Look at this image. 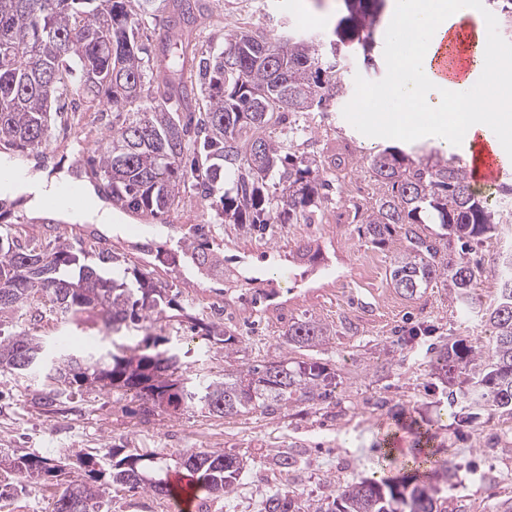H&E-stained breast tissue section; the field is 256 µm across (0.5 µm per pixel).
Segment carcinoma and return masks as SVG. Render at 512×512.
Masks as SVG:
<instances>
[{
	"mask_svg": "<svg viewBox=\"0 0 512 512\" xmlns=\"http://www.w3.org/2000/svg\"><path fill=\"white\" fill-rule=\"evenodd\" d=\"M488 4L492 20L512 28V0ZM386 7L387 0H342L324 37L292 32L268 40L250 30L226 35L224 49L199 57L203 103L196 113L181 111L171 80L155 79L140 40L141 26L159 11L160 0H137L135 7L132 0H0V143L20 152L42 149L51 115L61 114L59 102L80 90L116 109L112 129L86 163L122 209L157 218L180 197L211 198L221 184L217 211L226 224H310L324 203L322 190L346 162L339 156L328 162L295 152L284 156V142L304 131L302 123L327 101L329 84L336 97L347 95L337 57L360 53L372 59ZM284 123L283 138L266 134ZM368 172L382 193L362 214V234L373 244L400 242L390 270L396 292L413 300L439 282L462 311L493 329L486 343L457 336L434 348L432 369L448 384L464 376L462 396L472 406L512 418V251L496 258L497 299L483 311L474 302L480 268L466 252L453 251L456 242L494 237L501 214L473 191L466 167L454 156L443 160L391 146L371 158ZM428 224L440 232L425 233ZM204 237V227H196L183 241V254L202 274L222 277L224 257ZM93 252L92 244L21 248L0 225V323L25 308L36 319L42 316L37 304L44 302L77 325L93 312L108 332L144 333L129 350L100 353L46 349L42 337L27 331L0 332V376H39L43 389L33 392L35 404L48 409L64 396L115 389L135 392L145 414L198 406L227 418L314 407L330 397L336 373L324 364L286 354L246 364L239 361V338L202 318L193 327L224 346V378L185 376L179 348L151 333L166 310L185 307L150 273L110 252H95L97 266L81 261ZM329 335L318 320L296 319L279 346L308 351ZM431 441L429 432H416V467L406 476L333 485L325 510L285 490L266 495L261 512H447L439 484L424 480L423 468L436 465ZM168 460L156 450L86 453L84 475L69 481L77 499H57L53 512H102L111 482L170 498L172 488L159 476L170 468ZM173 460L203 501L234 493L248 465L235 454L205 448L178 452ZM0 466L17 474L22 492L63 470L54 457L16 452H0Z\"/></svg>",
	"mask_w": 512,
	"mask_h": 512,
	"instance_id": "carcinoma-1",
	"label": "carcinoma"
}]
</instances>
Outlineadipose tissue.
<instances>
[{
  "instance_id": "obj_1",
  "label": "adipose tissue",
  "mask_w": 512,
  "mask_h": 512,
  "mask_svg": "<svg viewBox=\"0 0 512 512\" xmlns=\"http://www.w3.org/2000/svg\"><path fill=\"white\" fill-rule=\"evenodd\" d=\"M459 13L448 10L447 0H392L391 28L395 40L409 39L416 45L415 54L397 60L399 79L392 92L404 104L403 111L381 115L380 125L401 133L421 134L436 129L445 149L457 144H471L487 124L484 94L491 74L466 80L468 92L457 97V82L434 75L433 61L440 42L458 22ZM455 111V125L446 122L448 111Z\"/></svg>"
}]
</instances>
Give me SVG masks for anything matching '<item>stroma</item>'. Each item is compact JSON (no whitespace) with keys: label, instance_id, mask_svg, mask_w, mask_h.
Listing matches in <instances>:
<instances>
[{"label":"stroma","instance_id":"obj_1","mask_svg":"<svg viewBox=\"0 0 512 512\" xmlns=\"http://www.w3.org/2000/svg\"><path fill=\"white\" fill-rule=\"evenodd\" d=\"M205 14L198 18L199 36L194 48H186L167 26L166 13L149 20L144 38L157 75H168L174 57L184 63L183 78L172 88L184 111H197L201 104L194 79L193 54L223 45L225 34L244 28L267 37L297 30L324 35L334 14V0H203ZM470 17L487 18L482 32L492 49L484 66L499 80L486 90L490 106L500 97H512V36L489 21L487 0H469ZM372 62L348 56L341 73L350 95L329 101L314 113V131L294 143V150L312 158L334 154L368 157L389 146L438 147L436 133L379 134L367 119L351 123L362 95L375 85L393 84L391 27L382 24L376 34ZM112 125L111 109L88 102L72 93L63 115L51 129L49 144L39 152L23 154L0 144V160L29 167L46 181L77 177L80 184L99 187L84 152L92 148ZM378 188L366 168H348L336 182L330 199L310 224H282L275 234L246 231L217 220L208 201L194 197L181 202L158 219L141 217L113 208V221L58 222L36 220L27 193L0 195V220L10 224L19 242L72 243L80 239L97 242L101 249L126 258L129 266L150 272L168 285L171 294L193 303L191 317H206L223 323L245 342L244 362L279 356V336L294 318L312 317L329 326L326 345L311 351V358L336 372L335 397L319 408L290 407L268 414L257 411L222 418L193 408L173 414L161 410L139 415L133 393L92 390L76 395L56 410L34 405L33 390L41 381L32 376L16 380L0 377V448L24 453L67 452L65 471L77 476L79 457L94 448H122L124 453L163 448H213L251 461L242 473L236 492L208 502V512H257L267 494L277 490L298 493L302 503L325 502L331 483L357 481L373 476L396 477L408 461L406 450L414 436L398 428L394 445L399 452L385 458L377 444L388 426L390 409L401 404L423 428L435 436L440 460L455 469L454 483L441 487L448 512H498L512 498V447H500L499 430L512 426L500 414L484 411L471 418L463 399L451 398L449 389L430 376L423 356L426 350L456 336H489L488 327L467 318L446 289H428L422 297L407 300L390 283L394 245H372L360 233L361 215L376 198ZM209 228V243L224 255V265L253 277V288L224 289L222 282L201 279L182 257L178 241L192 235L196 225ZM320 247L326 267L309 278L293 256L298 246ZM512 248V223L499 227L488 241H472L471 262L484 271V282L475 299L489 306L496 296L493 258ZM191 318L165 321L161 334L178 343L189 373L209 378L224 375V357L216 345L192 330ZM5 332L22 330L41 336L67 335L72 347L81 348L86 337H95L97 349L112 346L96 316L81 324L47 314L32 323L18 314L0 325ZM456 414V428L444 427L442 419ZM289 451L296 465L279 470L266 465L267 455ZM15 473L0 469V489L13 493L0 498V512H52L58 487L47 480L31 495L16 492ZM108 512H174L171 500L152 494L132 493L121 486L106 491Z\"/></svg>","mask_w":512,"mask_h":512}]
</instances>
